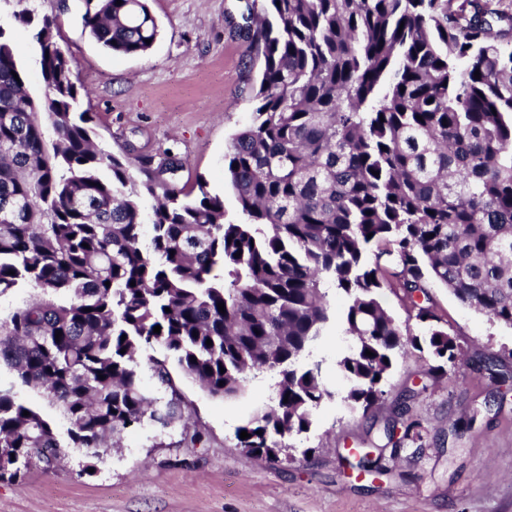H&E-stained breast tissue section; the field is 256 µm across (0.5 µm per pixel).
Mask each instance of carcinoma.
I'll use <instances>...</instances> for the list:
<instances>
[{
	"label": "carcinoma",
	"instance_id": "cac0c4a2",
	"mask_svg": "<svg viewBox=\"0 0 512 512\" xmlns=\"http://www.w3.org/2000/svg\"><path fill=\"white\" fill-rule=\"evenodd\" d=\"M245 20L263 68L252 124L224 155L238 222L204 185L184 202L94 143L52 20L33 28L52 88L40 101L0 28V297L31 291L0 314V364L15 375L0 385V454L18 460L0 479L61 448L17 385L43 390L72 448L148 421L188 427L176 392L142 385L146 358L172 387L157 347L222 399L275 373L272 405L237 445L277 457L331 396L322 362H304L329 320L326 282L347 301L343 401L365 411L406 346L425 343L437 371L457 360L442 315L416 301L426 278L512 327V14L489 0H252ZM84 23L123 55L159 32L146 0H98ZM386 288L417 310L423 339L383 308Z\"/></svg>",
	"mask_w": 512,
	"mask_h": 512
}]
</instances>
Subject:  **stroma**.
<instances>
[{"instance_id": "stroma-1", "label": "stroma", "mask_w": 512, "mask_h": 512, "mask_svg": "<svg viewBox=\"0 0 512 512\" xmlns=\"http://www.w3.org/2000/svg\"><path fill=\"white\" fill-rule=\"evenodd\" d=\"M248 2L147 0L159 35L140 56L115 55L88 39L90 0H0V28L39 97L44 82L33 31L15 15L26 10L53 20L75 62L73 80L93 116L95 143L134 159H181L169 185L193 192L206 182L235 221L224 154L252 122L260 71L238 30ZM427 291L461 359L433 376L429 350L406 348L393 360L380 405L363 411L338 395L346 302L326 286L330 319L310 358L322 361L333 396L276 459L246 453L235 437L268 404L274 378L267 373L250 378L241 397L220 400L169 363L188 425L148 424L95 455L69 447L67 423L40 392L18 388L19 398L54 425L64 449L53 464L34 462L21 481L0 480V512H512V328L462 305L438 283L428 282ZM490 358L493 374L484 368ZM404 399L417 433L408 438L399 428L386 439L384 425ZM188 431L198 433V443L185 441Z\"/></svg>"}]
</instances>
